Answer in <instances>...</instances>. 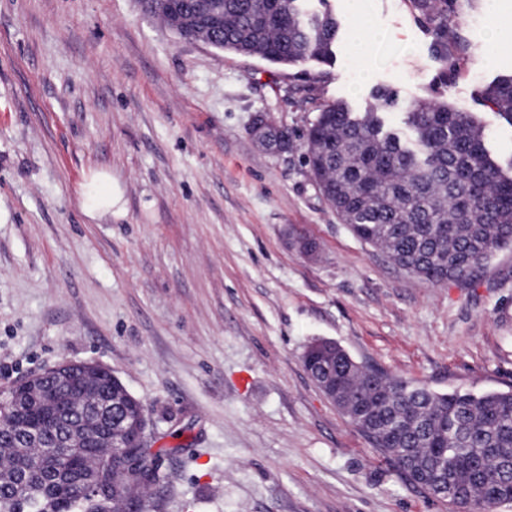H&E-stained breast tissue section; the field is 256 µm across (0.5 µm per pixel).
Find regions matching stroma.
Returning <instances> with one entry per match:
<instances>
[{
	"instance_id": "35a3bbf8",
	"label": "stroma",
	"mask_w": 512,
	"mask_h": 512,
	"mask_svg": "<svg viewBox=\"0 0 512 512\" xmlns=\"http://www.w3.org/2000/svg\"><path fill=\"white\" fill-rule=\"evenodd\" d=\"M371 79L345 44L288 67L183 38L138 0H0V390L59 363L108 368L146 406L162 512H454L410 483L320 390L313 339L439 393L512 390V249L436 285L338 219L300 151L255 145V113L304 128L374 86L473 113L501 159L512 124L479 88L512 71L488 32L512 0H458L448 62L408 0H366ZM112 177L111 217L81 209ZM319 244L287 247L289 226Z\"/></svg>"
}]
</instances>
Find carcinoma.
Here are the masks:
<instances>
[{"label":"carcinoma","mask_w":512,"mask_h":512,"mask_svg":"<svg viewBox=\"0 0 512 512\" xmlns=\"http://www.w3.org/2000/svg\"><path fill=\"white\" fill-rule=\"evenodd\" d=\"M409 3L432 30L436 57L468 51L454 37L456 0ZM195 7L196 0H171L162 20L186 36L183 21ZM207 38L216 49L288 67L329 65L341 24L327 9L309 13L306 0H224V18ZM479 95L512 125V74ZM371 98L363 112L324 104L307 127L287 135L303 146L316 187L357 238L429 282L472 279L496 251L512 247V158L501 165L482 124L445 101H415L396 127L389 119L396 92L378 86ZM314 343L320 350L303 353L305 367L320 384L336 379L352 397L336 398V406L414 481H422L423 469L444 470L448 482L434 494L465 512H495L512 502V391L436 393L379 370L366 373L334 341ZM81 383L76 370L66 392L46 384L49 405L24 406L29 440L18 443L0 430V512H101L99 490L117 492L126 512H155L169 495L157 455L137 438L112 449V462L96 471L92 486L79 482V458L97 437L85 434L84 446L69 455L54 442L58 431L92 419L78 398ZM98 384L115 396L116 428L145 410L108 371ZM140 481L157 491L130 496Z\"/></svg>","instance_id":"obj_1"}]
</instances>
